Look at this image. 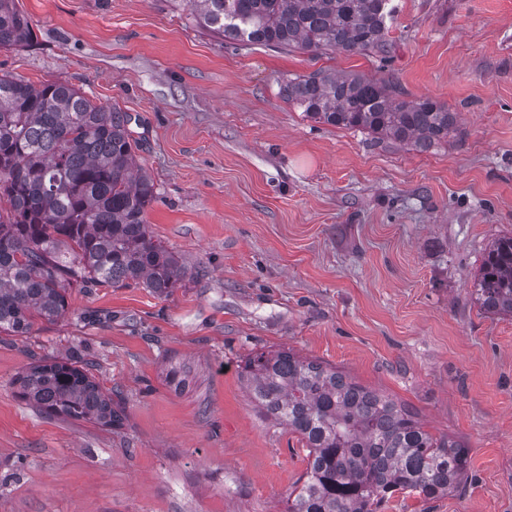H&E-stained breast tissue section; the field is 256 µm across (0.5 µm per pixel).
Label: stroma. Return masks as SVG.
<instances>
[{"label":"stroma","mask_w":512,"mask_h":512,"mask_svg":"<svg viewBox=\"0 0 512 512\" xmlns=\"http://www.w3.org/2000/svg\"><path fill=\"white\" fill-rule=\"evenodd\" d=\"M393 3L383 65L235 48L185 0H15L36 38L0 47V70L130 115L149 230L188 277L166 297L71 287L57 321L0 333V512H286L305 452L239 377L283 346L470 448L461 492L378 512H512V318L471 294L512 236V0ZM318 69L437 100L458 129L421 151L310 121L280 83ZM44 358L86 368L118 423L22 401L16 377Z\"/></svg>","instance_id":"obj_1"}]
</instances>
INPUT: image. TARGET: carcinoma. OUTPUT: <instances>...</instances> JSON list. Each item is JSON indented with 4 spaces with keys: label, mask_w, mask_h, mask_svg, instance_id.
<instances>
[{
    "label": "carcinoma",
    "mask_w": 512,
    "mask_h": 512,
    "mask_svg": "<svg viewBox=\"0 0 512 512\" xmlns=\"http://www.w3.org/2000/svg\"><path fill=\"white\" fill-rule=\"evenodd\" d=\"M198 24L236 45L288 52L364 54L388 62L390 0H187ZM34 29L14 0H0V47H29ZM281 93L305 117L427 150L448 138L455 113L409 101L395 84L317 70L290 75ZM131 117L73 85L0 74V332L27 336L68 307L66 288L142 285L162 296L187 268L153 239L156 197L137 165ZM480 310L512 316V237L495 241L473 291ZM241 379L266 419L299 437L307 468L287 512H375L396 494L426 501L462 489L470 451L436 438L389 396L290 350L261 352ZM21 399L50 416L117 421L112 397L67 360L17 379Z\"/></svg>",
    "instance_id": "cac0c4a2"
}]
</instances>
